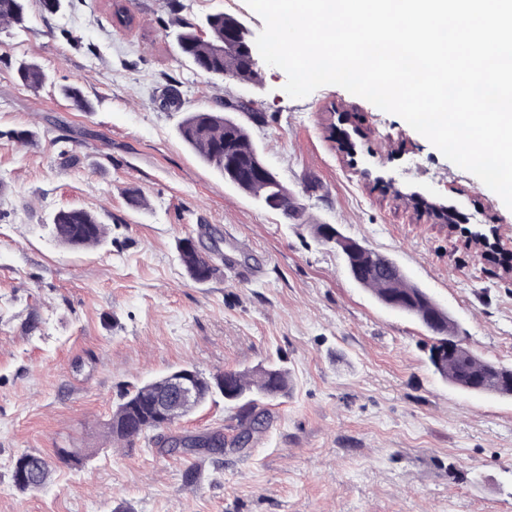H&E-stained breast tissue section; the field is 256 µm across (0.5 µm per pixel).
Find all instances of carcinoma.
<instances>
[{"label": "carcinoma", "instance_id": "carcinoma-1", "mask_svg": "<svg viewBox=\"0 0 512 512\" xmlns=\"http://www.w3.org/2000/svg\"><path fill=\"white\" fill-rule=\"evenodd\" d=\"M27 21L26 0H0V27L22 26ZM227 15L222 12L209 14L197 27L188 24L176 33L175 42L179 54L206 73L221 77L224 71L231 72L239 81L249 82L253 72L245 60L230 55L224 56V26ZM17 74L24 85L37 89L48 79L45 71L36 63L22 60L18 63ZM181 139L189 145L208 165L224 172V149H229L238 163L249 168L259 156V150L252 143L246 128L224 112H190L179 125ZM237 188L251 194L259 201L270 198L286 203L291 209L296 205L291 201L288 189L281 181L253 179L240 183ZM51 234L61 245L71 248L96 247L106 241L107 229L92 213L81 208H68L58 211L50 222ZM181 259L192 279L203 282L209 280L215 271L213 255L208 249L188 236L179 240ZM374 251L360 250L351 260L354 280L369 289L376 300L391 307L394 298L410 300L400 309L419 322L435 335L431 349L453 342V350L440 360L429 356L436 373L448 383L469 392L494 393L511 396L512 389L502 383L500 374L512 373L506 368L482 361L474 356L457 337H448L452 323L448 314L417 284L404 274L389 275L377 268L373 259ZM180 371L192 374L197 385L199 398L196 406H201L215 391L224 394L228 400L248 396L259 399H273L288 393V370L277 365L260 367L251 371L229 370L209 380L193 365L178 367ZM169 387L166 377L146 382L123 395L111 419L106 423V436L114 442L140 436L150 431L171 425L191 413L189 409L170 407L165 412L155 408L157 397ZM170 445L189 450L205 449L212 454L222 452L224 435L220 432L208 435H188L169 440ZM21 458L29 461L31 479L21 481L12 475L15 486L22 490H36L46 485L53 472V462L36 453H25Z\"/></svg>", "mask_w": 512, "mask_h": 512}]
</instances>
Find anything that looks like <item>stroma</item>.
I'll list each match as a JSON object with an SVG mask.
<instances>
[{"label": "stroma", "instance_id": "obj_1", "mask_svg": "<svg viewBox=\"0 0 512 512\" xmlns=\"http://www.w3.org/2000/svg\"><path fill=\"white\" fill-rule=\"evenodd\" d=\"M124 4L133 26L113 22L108 0H62L53 14L26 0V26L0 30V512H512V398L448 384L429 361L431 333L376 302L310 233L332 224L388 254L476 357L512 368V279L465 245L495 224L512 250V210L341 87L294 99L280 68L263 66L257 84L217 79L178 53L180 20L222 12L260 33L245 0ZM21 59L48 74L42 87L22 84ZM223 108L301 217L263 208L181 140L187 113ZM132 189L144 207L129 205ZM414 193L468 223L448 231ZM71 207L106 224L103 245L53 241L48 223ZM188 235L234 267L194 281L177 250ZM272 362L289 372L287 395H218L165 431L223 432V454L105 438L122 394L175 367ZM60 448L86 458L57 463L40 489L14 486L18 456Z\"/></svg>", "mask_w": 512, "mask_h": 512}]
</instances>
